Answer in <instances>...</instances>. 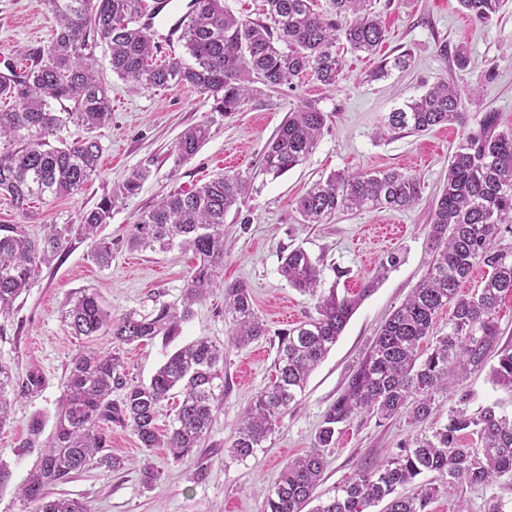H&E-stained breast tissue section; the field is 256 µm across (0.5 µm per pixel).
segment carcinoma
<instances>
[{
  "label": "carcinoma",
  "mask_w": 512,
  "mask_h": 512,
  "mask_svg": "<svg viewBox=\"0 0 512 512\" xmlns=\"http://www.w3.org/2000/svg\"><path fill=\"white\" fill-rule=\"evenodd\" d=\"M500 3L458 0L478 22L492 20ZM45 5L56 19L52 41L35 54L21 81L0 80V98L16 101L14 107L0 109V194L22 211L34 199L78 193L98 173L100 142L90 135L69 141L63 131L74 124L90 132L112 119L108 89L91 62L101 44L119 78L147 89L172 82L189 85L224 116L250 98L254 82L274 90L309 74L334 87L345 67L337 43L372 54L385 37L371 0H329L325 11L317 8L316 0H264L263 20L240 18L224 8L223 0H190L192 15L181 37L185 55L159 61L154 58V36L141 23L146 0H45ZM409 62L410 54L403 52L383 61L374 77H385L389 69H403ZM326 118L315 103L290 113L265 146L262 171L279 177L303 162L315 149ZM499 119V113L485 112L475 129L466 130L461 93L446 79L388 114L382 137L441 125L463 128L448 161L447 183L432 210V259L417 287L379 327L343 392L323 415L312 448L288 460L279 480L267 489L262 512H305L316 500L324 449L335 443L340 426L362 413L382 420L404 414L418 424L430 417L441 395L452 402L447 423L421 430L381 464L357 468L311 512H367L383 501V512H427L440 493L452 495L464 484L512 483V416L493 406L470 413L473 393L461 387L495 355L498 362L490 367V378L512 392V350L498 347L497 322L502 299L512 295V241L505 242L512 238V132L498 130ZM208 138L204 123L184 130L174 146L176 161L191 159ZM150 174L145 165L133 171L115 192L82 212L80 223L51 225L42 237L31 236L22 224H0V316L14 310L39 267L67 249L74 235L95 241L94 259L108 265L112 243L98 234L111 219L116 200L135 194ZM248 188L239 174L224 173L199 188L167 195L133 224L129 249L166 252L176 245L196 257L179 301L114 318L95 293L82 288L63 305L70 335L83 339L103 332L112 337V348L74 357L48 440L41 441L42 415L31 417L22 447L40 452L18 489L26 512H90L77 499L51 497L50 487L91 464L127 469L128 461L107 448L103 431L114 425L130 430L146 450L164 448L176 461L204 447L224 406V346L197 338L166 356L147 383L129 376L120 350L158 337L171 342L192 317L193 306L215 288L224 289V317L231 325L228 344L244 349L270 335L253 308L249 289L242 283L226 286L223 280L224 216L242 202ZM421 194L420 182L397 170L334 173L314 183L296 210L304 223L324 224L340 212L410 209ZM399 261L388 256L359 293L340 295L334 284L322 287L323 271L305 250L294 248L281 257L280 275L315 300V314L275 332V378L240 417L229 448L234 459L244 461L264 451L361 301ZM477 266L486 272L481 286L461 294V282ZM445 309L447 329L421 347ZM12 388V368L0 361V427L10 416ZM175 389L181 400L168 428L161 429L158 408ZM463 431L475 436L466 447L459 443ZM137 469L144 487L158 480L149 459ZM425 473L434 474L433 479L420 484L414 495L402 493Z\"/></svg>",
  "instance_id": "carcinoma-1"
}]
</instances>
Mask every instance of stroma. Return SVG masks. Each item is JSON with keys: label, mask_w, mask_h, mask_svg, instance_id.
<instances>
[{"label": "stroma", "mask_w": 512, "mask_h": 512, "mask_svg": "<svg viewBox=\"0 0 512 512\" xmlns=\"http://www.w3.org/2000/svg\"><path fill=\"white\" fill-rule=\"evenodd\" d=\"M386 39L375 54L344 51V77L329 90L310 76H300L294 88L263 91L228 117L213 112L212 103L196 89L172 84L146 89L113 75L105 47H97L92 63L109 88L112 119L96 130L103 145L100 170L81 192L57 199L33 200L21 211L0 195V224H22L35 237L49 225L75 224L81 212L93 208L132 171L149 166L151 175L138 194L119 199L101 239L112 244L109 265L93 258V244L71 239L50 265L41 267L10 316L0 318V360L14 371L10 394L12 413L0 426V461L12 471L10 488L0 492V512H22L15 488L25 481L39 451L23 447L27 424L35 414L53 422L70 364L80 350L111 348L100 335L83 341L71 336L61 318L69 294L87 288L98 294L112 316L154 302L178 301L193 266L192 254L132 251L125 240L138 216L176 190H189L232 172L249 178L248 194L239 208L224 217L228 242L224 281L244 283L255 310L271 330L289 327L313 314L314 302L291 288L279 273L283 253L299 247L323 268L325 284L338 293L358 292L388 253L401 252L402 262L366 297L349 320L327 358L312 372L302 399L276 427L264 452L240 462L227 450L236 424L256 393L275 376L277 344L262 340L243 350L227 346L231 331L224 318V291L214 289L194 306L174 346L206 337L224 344V407L218 414L207 447L181 461L165 449L145 454L136 436L115 426L106 430L113 454L130 460L150 458L159 472L152 488L141 485L135 470L114 472L96 466L52 487L56 497L85 502L91 512H261L263 491L277 482L287 460L311 448L322 416L341 394L348 375L364 356L380 325L421 280L429 260L427 238L432 203L448 176V158L462 135L457 125L438 126L417 135L380 138L385 116L445 78L460 90H474L465 100L470 119L483 112L500 115L501 129L512 130V0H502L499 13L487 23L471 19L457 0H372ZM55 19L43 0H0V53L19 64L46 46ZM465 46L471 63L457 69L441 46ZM412 56L409 68L391 70L373 79L382 60L401 52ZM494 80H484L486 71ZM307 102L327 114L321 137L308 158L279 177L262 174V154L268 140L289 112ZM207 122L211 135L190 160L176 162L177 137L185 129ZM396 169L414 176L422 197L408 210L380 209L339 214L323 224L304 223L296 201L317 181L338 172ZM342 277H335V270ZM169 349L161 340L125 347L122 357L132 376L149 380ZM42 378L28 384L31 372ZM474 394L471 410L499 404L512 414V393L495 386L488 372L464 382ZM418 425L407 417L381 420L361 414L341 426L336 442L325 451L326 468L317 494L327 495L358 467L385 460L413 438ZM207 468L199 483L194 475ZM503 499L512 512V485L462 486L454 495L435 497L429 512H485L490 497Z\"/></svg>", "instance_id": "stroma-1"}]
</instances>
